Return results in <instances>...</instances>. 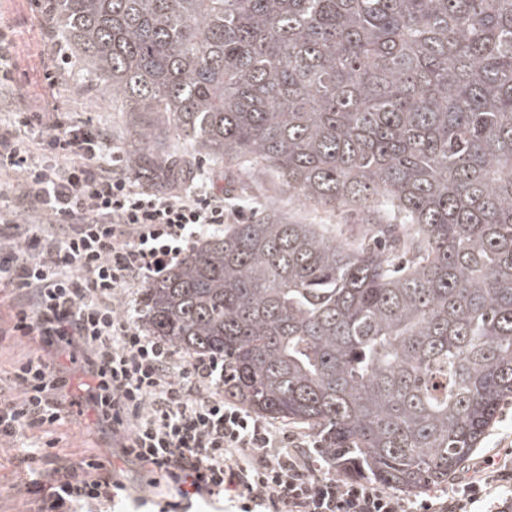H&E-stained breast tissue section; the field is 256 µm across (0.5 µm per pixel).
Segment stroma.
<instances>
[{
	"label": "stroma",
	"instance_id": "obj_1",
	"mask_svg": "<svg viewBox=\"0 0 512 512\" xmlns=\"http://www.w3.org/2000/svg\"><path fill=\"white\" fill-rule=\"evenodd\" d=\"M43 16L32 0H0V24L14 31L15 83L0 88V119L9 120V111L18 96L54 117L66 120L75 116H93L112 133L115 150L126 153L131 149L127 134L128 113L112 104V93L94 81L80 59H73L56 86L44 79L51 66L42 52L41 23ZM201 177L223 188L230 205L242 206L245 215H253L275 208L287 220L300 224H333V214L314 209L290 196L287 190L276 188L269 175L259 176L248 199L237 195V177L234 166L222 161L206 160L202 163ZM48 349L33 336H9L0 340V395L14 396L11 384L14 367L19 358L48 357ZM55 454L75 460L87 451L100 458L111 459L112 435L101 429L94 409L84 403L80 414L66 419L58 428ZM14 452L0 448V512H36L23 489L25 478L13 460Z\"/></svg>",
	"mask_w": 512,
	"mask_h": 512
}]
</instances>
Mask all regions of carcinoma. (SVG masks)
Returning a JSON list of instances; mask_svg holds the SVG:
<instances>
[{"instance_id":"1","label":"carcinoma","mask_w":512,"mask_h":512,"mask_svg":"<svg viewBox=\"0 0 512 512\" xmlns=\"http://www.w3.org/2000/svg\"><path fill=\"white\" fill-rule=\"evenodd\" d=\"M129 112L144 185L272 173L355 230L271 209L143 288L153 336L335 472L448 483L512 399V0H55ZM185 144L170 156L168 136Z\"/></svg>"}]
</instances>
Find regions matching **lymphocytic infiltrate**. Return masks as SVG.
<instances>
[{
  "label": "lymphocytic infiltrate",
  "instance_id": "f902f5d3",
  "mask_svg": "<svg viewBox=\"0 0 512 512\" xmlns=\"http://www.w3.org/2000/svg\"><path fill=\"white\" fill-rule=\"evenodd\" d=\"M0 122V273L14 290L10 336H39L81 354L95 380L90 400L116 456L138 462L149 487L177 488L159 512H190L221 497L226 512H505L499 493L512 466L483 457L439 501L409 500L362 480L340 479L296 437L224 397V366L183 356L147 335L131 287L164 275L224 220V193L143 189L109 130L88 118L47 120L19 104ZM67 370L30 358L14 370V398H0V440L17 446L38 512L116 505L127 486L97 456L59 462L53 436L71 415ZM42 439H34V432Z\"/></svg>",
  "mask_w": 512,
  "mask_h": 512
}]
</instances>
